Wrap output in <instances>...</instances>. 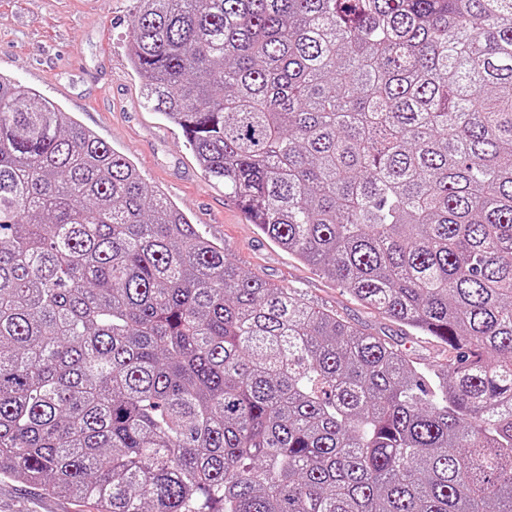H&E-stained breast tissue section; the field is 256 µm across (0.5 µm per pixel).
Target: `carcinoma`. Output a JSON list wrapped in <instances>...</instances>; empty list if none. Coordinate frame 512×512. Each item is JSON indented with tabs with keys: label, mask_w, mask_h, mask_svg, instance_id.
Masks as SVG:
<instances>
[{
	"label": "carcinoma",
	"mask_w": 512,
	"mask_h": 512,
	"mask_svg": "<svg viewBox=\"0 0 512 512\" xmlns=\"http://www.w3.org/2000/svg\"><path fill=\"white\" fill-rule=\"evenodd\" d=\"M149 109L421 368L244 272L0 74V477L96 512H512V0H139Z\"/></svg>",
	"instance_id": "1"
}]
</instances>
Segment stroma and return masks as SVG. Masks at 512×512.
Here are the masks:
<instances>
[{
    "label": "stroma",
    "mask_w": 512,
    "mask_h": 512,
    "mask_svg": "<svg viewBox=\"0 0 512 512\" xmlns=\"http://www.w3.org/2000/svg\"><path fill=\"white\" fill-rule=\"evenodd\" d=\"M136 10L137 0H0V73L57 102L132 159L243 270L382 336L421 366L437 364L440 351L431 339L362 307L332 278L263 237L223 186L205 178L181 130L143 108L127 39ZM0 512L94 509L0 478Z\"/></svg>",
    "instance_id": "obj_1"
}]
</instances>
